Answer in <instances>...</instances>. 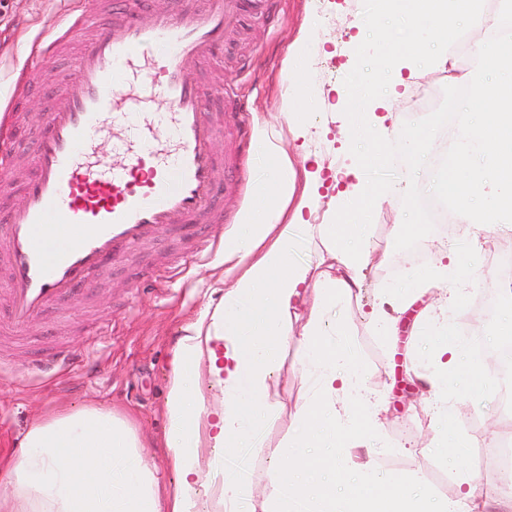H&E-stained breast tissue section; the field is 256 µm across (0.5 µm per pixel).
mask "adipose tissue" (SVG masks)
I'll return each instance as SVG.
<instances>
[{
  "instance_id": "adipose-tissue-1",
  "label": "adipose tissue",
  "mask_w": 512,
  "mask_h": 512,
  "mask_svg": "<svg viewBox=\"0 0 512 512\" xmlns=\"http://www.w3.org/2000/svg\"><path fill=\"white\" fill-rule=\"evenodd\" d=\"M501 17H492L482 0H379L366 23L370 43L383 45L375 89L361 124L343 119L349 135L371 138L374 149L359 156L368 169L384 158L391 136L385 112L400 98L404 71L427 62L448 63V48L464 31L497 27L512 20V0H501ZM400 17L411 33L403 47L389 44L387 22ZM464 77L468 101L482 105L466 116L453 152L434 177L435 193L463 224L500 226L512 223V49L478 46ZM306 188L295 195L296 173L279 149L261 139L256 151L253 185L261 199L260 215H245L235 249L254 256L234 288L212 309L187 322L172 347L166 399L164 445L178 477L161 485L142 462V443L129 423L111 411L88 407L63 411L34 422L24 437V453L9 468L12 495L0 497V512H237L248 488L227 479L222 464L201 467L200 459L227 448L251 445L272 406L268 381L287 347L288 316L303 292L313 294L311 316L298 344L303 372L315 390L299 414L304 441L322 440L328 463H335L344 442L338 429L350 428L349 405L370 407L353 375L338 376L341 365H353L349 347L330 337L325 314L351 297L359 274L369 262V219L362 206L381 208L387 192L368 179L340 192L341 211L327 214L318 230L339 270L330 277L314 273L291 256L294 225L319 200L322 176L305 175ZM297 198L292 223H281V204ZM209 381L223 395L210 409L200 390ZM306 462L283 448L267 492L266 512H295V502L310 498L312 512H416L410 494L413 480L391 477L385 493L360 487L346 500L332 485L315 489L298 476Z\"/></svg>"
}]
</instances>
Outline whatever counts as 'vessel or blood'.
Segmentation results:
<instances>
[{"label":"vessel or blood","mask_w":512,"mask_h":512,"mask_svg":"<svg viewBox=\"0 0 512 512\" xmlns=\"http://www.w3.org/2000/svg\"><path fill=\"white\" fill-rule=\"evenodd\" d=\"M183 2L173 13L159 0H87L44 38L14 87V97L28 95L43 66L67 64L50 105L28 126L25 154L10 138L16 112L0 111V189L16 166L30 159L35 168L22 204L0 217V252L9 262L0 302L15 333L136 246L184 224L223 222L218 196L250 139L233 116L237 151L214 156L220 130L207 105L223 101L224 88L187 82L182 65L215 64L238 0ZM146 8L147 24L139 20ZM144 91L167 105L147 125Z\"/></svg>","instance_id":"1"}]
</instances>
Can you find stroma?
Returning <instances> with one entry per match:
<instances>
[{
	"instance_id": "35a3bbf8",
	"label": "stroma",
	"mask_w": 512,
	"mask_h": 512,
	"mask_svg": "<svg viewBox=\"0 0 512 512\" xmlns=\"http://www.w3.org/2000/svg\"><path fill=\"white\" fill-rule=\"evenodd\" d=\"M9 9L0 20V107L6 106L13 79L36 39L56 31L67 13L80 10L84 0H7ZM372 0H253L224 46L222 64L204 70L185 64L190 80L224 85L225 105L213 106L216 121L240 112L252 133L268 135L280 145L304 185L305 171L316 167H347L358 153L369 152L365 140L346 143L337 120L348 109L347 90L365 94V79L378 65L374 51L357 49L363 22ZM297 69L301 86L321 99L320 105L286 115L283 101L290 69ZM439 99L455 111L467 109L465 100L442 76L427 67L414 71L408 88L392 108L390 128L415 122L423 132L421 154L435 144L436 127L430 117L416 114L418 95ZM305 121L311 133L309 147L300 150L291 130L293 119ZM252 152L239 158L240 173L222 191L224 221L188 224L155 245L133 249L125 267L110 271L98 281L90 296L69 298L46 309L33 320L24 345L0 352V492L6 468L22 452V439L30 426L60 410L86 407L109 409L128 417L145 447V464L159 472L162 483L172 484L177 473L158 444L166 430L167 370L171 347L181 325L206 306L219 302L248 266V259L232 253L243 216L253 203ZM316 211L306 213L305 224L294 229L293 251L298 262L315 271L327 270L329 260L323 239L313 232L325 212L335 208L334 190L320 188ZM393 224H386V216ZM433 235L421 211L405 207L399 195L389 196L370 228L372 259L364 269L361 286L352 299L337 303L329 314L333 323L347 326L345 342L358 364L357 378L381 406L370 415H356L363 435L347 439L328 472L309 470L308 486L334 485L338 497H347L365 479L383 485L396 473H409L420 512H449L462 499L467 486L456 459L457 450H469L474 439L491 441L495 429L479 434L462 430L457 419L475 414L490 419L493 393L483 382L468 381L449 371L448 416L430 415L434 399L429 362L439 347L443 324L472 313L473 288L493 283L498 270L474 261L449 267L436 287L417 291L421 308L413 321L420 328L412 345L392 344L376 324L381 312H391L400 293L415 278L440 264L431 254L425 265L406 266L397 235L415 232ZM210 247L194 261L186 256L197 240ZM53 343L65 347L74 362L52 378L31 370L33 350ZM312 396L301 372L295 349L282 350L280 369L270 381L273 415L247 450L244 481L251 489L245 512H260L274 467V449L300 440L294 417Z\"/></svg>"
}]
</instances>
